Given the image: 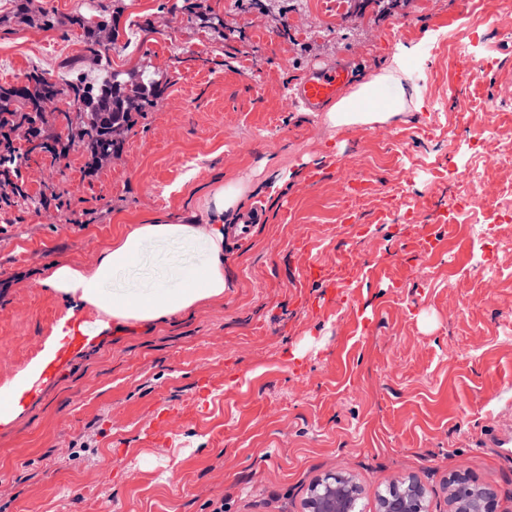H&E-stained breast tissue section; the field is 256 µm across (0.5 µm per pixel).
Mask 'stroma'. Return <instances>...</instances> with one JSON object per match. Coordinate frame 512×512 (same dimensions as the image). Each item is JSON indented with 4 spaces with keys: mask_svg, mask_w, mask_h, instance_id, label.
I'll return each mask as SVG.
<instances>
[{
    "mask_svg": "<svg viewBox=\"0 0 512 512\" xmlns=\"http://www.w3.org/2000/svg\"><path fill=\"white\" fill-rule=\"evenodd\" d=\"M30 19L0 0V86L70 65L159 81L157 105L125 134L119 158L91 165L80 144L56 159L45 109L21 135L28 197L0 206V386L41 358L66 315L88 323L64 370L0 424V512H303L312 482L355 477L363 512L378 491L414 476L444 512V484L464 471L512 512V252L494 255L499 283L481 287L468 219L436 217L479 155L512 143V122L473 145L512 83V36L496 33L502 0H30ZM54 27L36 24L41 14ZM107 19L108 60L90 54L77 14ZM473 41L491 72L461 79L465 59L443 34ZM405 46L423 106L387 124L332 127L292 100L313 64L351 58L354 83ZM473 109L469 124L458 102ZM40 142L32 150V142ZM365 182L358 224L344 223L338 168ZM320 170L317 181L310 171ZM241 180L260 224L226 249L223 301L153 328L96 331L36 287L44 267L95 264L125 225L155 214L207 213L201 186ZM56 193L64 208H45ZM423 200L421 251L408 224H382L389 197ZM322 282L299 270L307 252ZM354 279L337 283L338 266ZM69 456H59L62 448Z\"/></svg>",
    "mask_w": 512,
    "mask_h": 512,
    "instance_id": "1",
    "label": "stroma"
}]
</instances>
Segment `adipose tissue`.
<instances>
[{"label": "adipose tissue", "instance_id": "1", "mask_svg": "<svg viewBox=\"0 0 512 512\" xmlns=\"http://www.w3.org/2000/svg\"><path fill=\"white\" fill-rule=\"evenodd\" d=\"M402 54L341 97L325 113L332 126H370L419 109L421 97L403 81ZM246 186L215 180L204 193L208 223L195 216H153L133 224L100 254L93 267L56 261L38 284L66 303L96 310L99 329L110 324L154 325L222 299L228 220L242 212Z\"/></svg>", "mask_w": 512, "mask_h": 512}]
</instances>
